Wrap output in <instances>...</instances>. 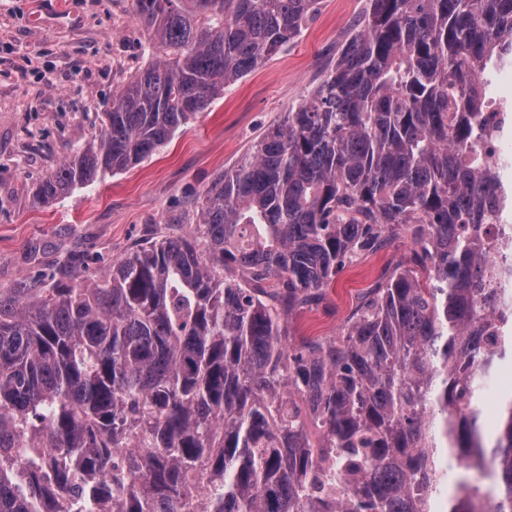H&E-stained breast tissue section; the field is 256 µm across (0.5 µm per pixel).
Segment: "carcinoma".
Masks as SVG:
<instances>
[{
    "instance_id": "1",
    "label": "carcinoma",
    "mask_w": 512,
    "mask_h": 512,
    "mask_svg": "<svg viewBox=\"0 0 512 512\" xmlns=\"http://www.w3.org/2000/svg\"><path fill=\"white\" fill-rule=\"evenodd\" d=\"M310 98L199 197L187 235L110 273L74 259L0 289V512H483L448 458L512 512V291L484 228L512 222L482 112L512 68V0H367ZM319 0H136L159 56L39 182L48 204L143 162L300 35ZM403 268L338 334L295 337L360 256ZM510 374H511V379H512V363H510V360L507 359V360H504L497 364L496 375H495V378L493 381H498L500 383V388L496 395L497 402L494 407L489 406L488 398L490 396H488L486 394V391L484 390L482 393V404H483V408L485 410L487 426L490 429H493L495 427V410H496V407L498 404L499 396L502 392L510 389V386L508 384H506V382H505L506 376H508Z\"/></svg>"
}]
</instances>
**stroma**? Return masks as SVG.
<instances>
[{
    "mask_svg": "<svg viewBox=\"0 0 512 512\" xmlns=\"http://www.w3.org/2000/svg\"><path fill=\"white\" fill-rule=\"evenodd\" d=\"M365 7L320 0L300 37L226 88L169 145L43 205L37 184L91 136L152 50L135 0H0V288L43 287L76 255L100 278L149 229L190 231L199 195L310 96ZM412 248L402 236L347 266L318 309L292 318V333L336 335L358 294Z\"/></svg>",
    "mask_w": 512,
    "mask_h": 512,
    "instance_id": "obj_1",
    "label": "stroma"
}]
</instances>
